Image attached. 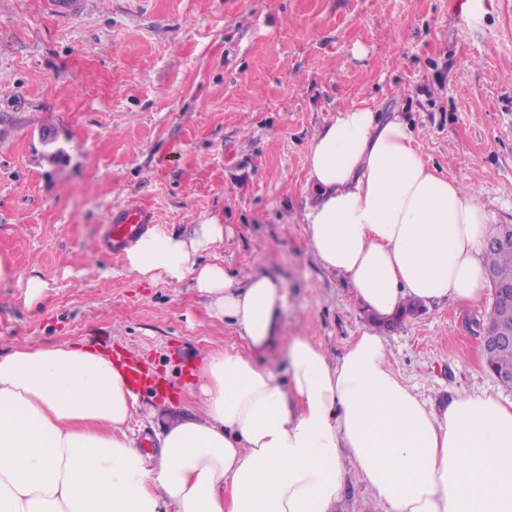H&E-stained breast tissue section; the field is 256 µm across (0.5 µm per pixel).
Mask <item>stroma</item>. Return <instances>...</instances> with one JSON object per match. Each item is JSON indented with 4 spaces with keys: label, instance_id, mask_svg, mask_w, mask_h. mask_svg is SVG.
<instances>
[{
    "label": "stroma",
    "instance_id": "35a3bbf8",
    "mask_svg": "<svg viewBox=\"0 0 512 512\" xmlns=\"http://www.w3.org/2000/svg\"><path fill=\"white\" fill-rule=\"evenodd\" d=\"M48 2L0 0L1 355L117 343L177 390L208 351L249 352L192 278L150 282L96 250L112 207L135 203L169 233L217 217L224 238L201 262L282 281L275 342L254 355L276 376L297 337L336 358L376 331L425 400L512 402L476 331L492 293L385 327L318 263L303 224L309 145L357 105L409 124L489 227L512 224V0H90L65 19Z\"/></svg>",
    "mask_w": 512,
    "mask_h": 512
}]
</instances>
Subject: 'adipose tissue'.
<instances>
[{
	"label": "adipose tissue",
	"mask_w": 512,
	"mask_h": 512,
	"mask_svg": "<svg viewBox=\"0 0 512 512\" xmlns=\"http://www.w3.org/2000/svg\"><path fill=\"white\" fill-rule=\"evenodd\" d=\"M307 162L309 248L373 318L481 300L485 212L428 165L402 120L340 110ZM223 237L213 216L187 236L149 233L127 250L128 269L192 277L211 315L264 350L283 284L256 273L238 287L222 264L199 263ZM195 398L194 418L151 408L160 454L150 465L129 435L138 398L119 364L68 345L0 355V512H333L350 474L387 512H512V402L428 404L377 333L336 359L295 339L284 383L241 354L211 352Z\"/></svg>",
	"instance_id": "obj_1"
}]
</instances>
